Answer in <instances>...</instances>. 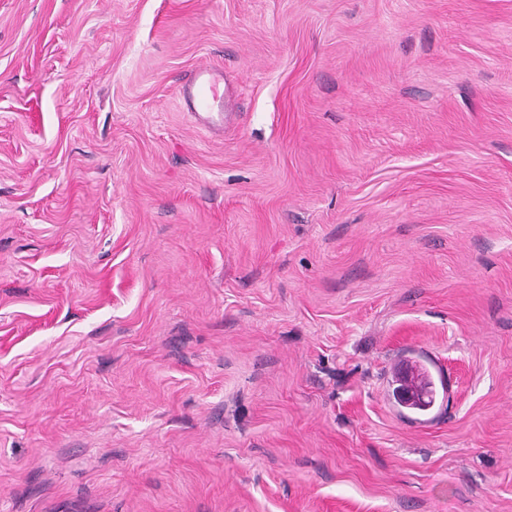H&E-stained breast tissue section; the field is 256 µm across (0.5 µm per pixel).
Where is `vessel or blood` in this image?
I'll list each match as a JSON object with an SVG mask.
<instances>
[{"label": "vessel or blood", "instance_id": "b4317fda", "mask_svg": "<svg viewBox=\"0 0 512 512\" xmlns=\"http://www.w3.org/2000/svg\"><path fill=\"white\" fill-rule=\"evenodd\" d=\"M186 111L205 126H213V113L224 109V71L203 64L194 69L178 87Z\"/></svg>", "mask_w": 512, "mask_h": 512}]
</instances>
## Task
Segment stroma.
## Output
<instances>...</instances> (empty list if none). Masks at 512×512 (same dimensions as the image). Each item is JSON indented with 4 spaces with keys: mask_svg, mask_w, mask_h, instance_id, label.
I'll list each match as a JSON object with an SVG mask.
<instances>
[{
    "mask_svg": "<svg viewBox=\"0 0 512 512\" xmlns=\"http://www.w3.org/2000/svg\"><path fill=\"white\" fill-rule=\"evenodd\" d=\"M0 512H512V0H0ZM186 112H191L205 126H220L224 120L215 122L212 112H224V70L210 64L194 69L178 87Z\"/></svg>",
    "mask_w": 512,
    "mask_h": 512,
    "instance_id": "obj_1",
    "label": "stroma"
}]
</instances>
